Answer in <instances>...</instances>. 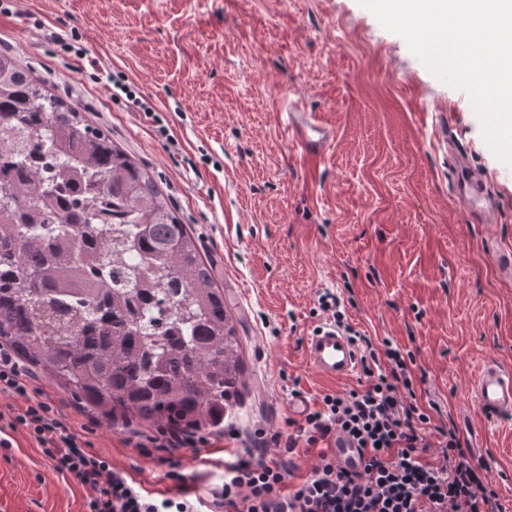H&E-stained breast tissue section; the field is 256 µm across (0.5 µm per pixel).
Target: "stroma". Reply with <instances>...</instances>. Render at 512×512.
I'll return each mask as SVG.
<instances>
[{
    "label": "stroma",
    "mask_w": 512,
    "mask_h": 512,
    "mask_svg": "<svg viewBox=\"0 0 512 512\" xmlns=\"http://www.w3.org/2000/svg\"><path fill=\"white\" fill-rule=\"evenodd\" d=\"M0 51L109 133L155 180L201 256L239 340L237 438L173 452L192 490L220 483L255 431L289 433V402L358 386L309 366L316 295L343 299L374 343L413 357L437 426L455 424L512 512V420L486 424L472 381L483 361L512 366V280L490 243L512 248V166L486 145L468 95L437 79L358 0H0ZM154 113L134 111L113 81ZM301 102L335 130L305 163L281 114ZM451 132L452 144L442 141ZM494 181L496 223L468 222L454 151ZM35 384L94 452L150 491L164 451L136 448L156 426L114 425L44 375ZM0 447V512H87L92 495L57 473L24 430Z\"/></svg>",
    "instance_id": "obj_1"
}]
</instances>
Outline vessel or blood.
<instances>
[{
	"instance_id": "1",
	"label": "vessel or blood",
	"mask_w": 512,
	"mask_h": 512,
	"mask_svg": "<svg viewBox=\"0 0 512 512\" xmlns=\"http://www.w3.org/2000/svg\"><path fill=\"white\" fill-rule=\"evenodd\" d=\"M286 125L292 148L310 161L320 160L333 144L335 132L314 113L289 105ZM487 178L465 163L455 170L456 195L468 215L485 224L495 223L498 209L485 192ZM304 353L309 365L330 381L349 379L359 367V353L349 336L331 324L321 325L306 337ZM474 396L486 422L512 417V370L485 363L474 384Z\"/></svg>"
}]
</instances>
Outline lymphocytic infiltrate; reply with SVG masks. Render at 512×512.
Returning <instances> with one entry per match:
<instances>
[{
	"instance_id": "lymphocytic-infiltrate-1",
	"label": "lymphocytic infiltrate",
	"mask_w": 512,
	"mask_h": 512,
	"mask_svg": "<svg viewBox=\"0 0 512 512\" xmlns=\"http://www.w3.org/2000/svg\"><path fill=\"white\" fill-rule=\"evenodd\" d=\"M316 310L356 345L365 385L324 394L294 436H261L257 450L227 464L223 483L205 495L189 498L185 474L174 470L166 474L173 490L151 492L114 469L47 402L34 399L32 378L0 348V394L27 402L9 426L26 430L57 472L92 489L88 512H505L455 428L432 427L429 409L416 398L407 355L387 340L374 347L348 322L333 292L319 294ZM338 435L358 449L361 469L337 461L328 443ZM272 444L284 446V454L268 456ZM301 444L318 448V461L295 483L291 455ZM431 447L433 459L426 456Z\"/></svg>"
}]
</instances>
